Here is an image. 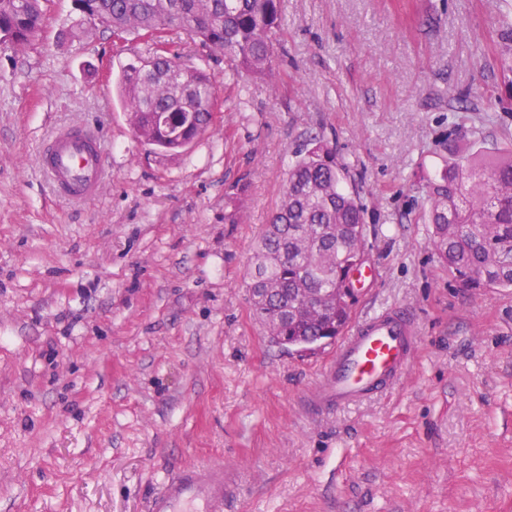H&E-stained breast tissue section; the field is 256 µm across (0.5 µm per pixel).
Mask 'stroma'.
Instances as JSON below:
<instances>
[{
  "mask_svg": "<svg viewBox=\"0 0 512 512\" xmlns=\"http://www.w3.org/2000/svg\"><path fill=\"white\" fill-rule=\"evenodd\" d=\"M272 76L216 80L181 156L134 137L113 81L145 51L50 0L42 35L0 48V512H147L192 465L235 469L224 512H512V290L471 288L420 219L449 150L512 144V0H281ZM101 132L102 196L37 171L56 125ZM317 134L348 168L376 281L354 316L411 311L421 339L391 393L300 405L334 347L299 357L253 314L249 273L293 152ZM250 183L239 223L225 193Z\"/></svg>",
  "mask_w": 512,
  "mask_h": 512,
  "instance_id": "stroma-1",
  "label": "stroma"
}]
</instances>
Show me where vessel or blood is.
<instances>
[{"label":"vessel or blood","instance_id":"1","mask_svg":"<svg viewBox=\"0 0 512 512\" xmlns=\"http://www.w3.org/2000/svg\"><path fill=\"white\" fill-rule=\"evenodd\" d=\"M38 168L53 193L69 202L98 197L108 173L102 137L90 124L55 128L43 141ZM418 345L410 315L399 308L379 310L354 324L324 364L307 411L344 408L381 395L408 371ZM237 489V475L223 465L192 466L169 479L148 504V512H224V499Z\"/></svg>","mask_w":512,"mask_h":512}]
</instances>
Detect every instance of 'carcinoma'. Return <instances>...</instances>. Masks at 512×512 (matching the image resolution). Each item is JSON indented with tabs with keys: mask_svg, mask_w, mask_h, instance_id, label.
<instances>
[{
	"mask_svg": "<svg viewBox=\"0 0 512 512\" xmlns=\"http://www.w3.org/2000/svg\"><path fill=\"white\" fill-rule=\"evenodd\" d=\"M46 0H0V45L24 47L40 36ZM82 18L132 35L145 53L121 66L118 99L137 141L175 158L212 125L213 79L166 47L170 28L224 55L236 74L269 77L279 36L280 0H75ZM279 205L258 246L249 295L272 343L301 348L338 337L351 320L352 269L368 257L364 209L348 186L347 166L319 136L294 151ZM249 183L226 194L224 223L240 222ZM421 215L442 263L465 284L512 288V146L488 155L472 144L448 154L426 185ZM264 288L274 292L266 294Z\"/></svg>",
	"mask_w": 512,
	"mask_h": 512,
	"instance_id": "cac0c4a2",
	"label": "carcinoma"
}]
</instances>
